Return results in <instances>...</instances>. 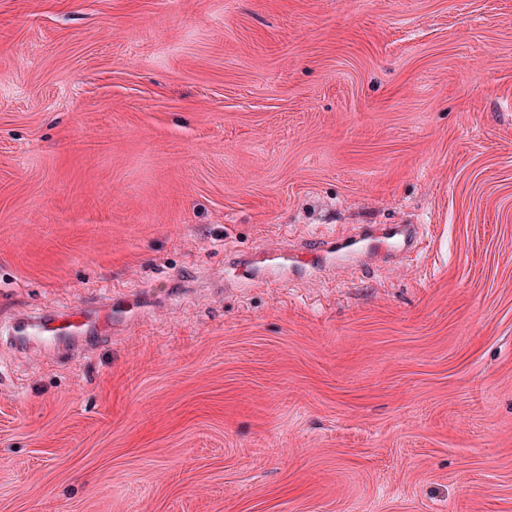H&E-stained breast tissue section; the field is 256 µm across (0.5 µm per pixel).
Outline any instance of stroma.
<instances>
[{"label": "stroma", "instance_id": "stroma-1", "mask_svg": "<svg viewBox=\"0 0 512 512\" xmlns=\"http://www.w3.org/2000/svg\"><path fill=\"white\" fill-rule=\"evenodd\" d=\"M0 512H512V0H0ZM413 228V224H368L345 238L323 244L326 249H336L338 257L375 260L409 250L414 244ZM108 303L101 313L91 315L84 308L70 309L60 314H44L25 318L18 322L12 330L19 340L27 337L49 344L65 339H78L85 336L93 327L102 331L112 326V297L106 298ZM99 310V311H101Z\"/></svg>", "mask_w": 512, "mask_h": 512}]
</instances>
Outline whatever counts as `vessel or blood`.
<instances>
[{"label": "vessel or blood", "mask_w": 512, "mask_h": 512, "mask_svg": "<svg viewBox=\"0 0 512 512\" xmlns=\"http://www.w3.org/2000/svg\"><path fill=\"white\" fill-rule=\"evenodd\" d=\"M414 231L409 224H368L359 231L333 242L337 256L355 260H375L409 250ZM112 324V308L104 306L97 314L75 308L60 314H44L18 322L17 339L31 338L45 344L85 336L89 330H103Z\"/></svg>", "instance_id": "b4317fda"}]
</instances>
